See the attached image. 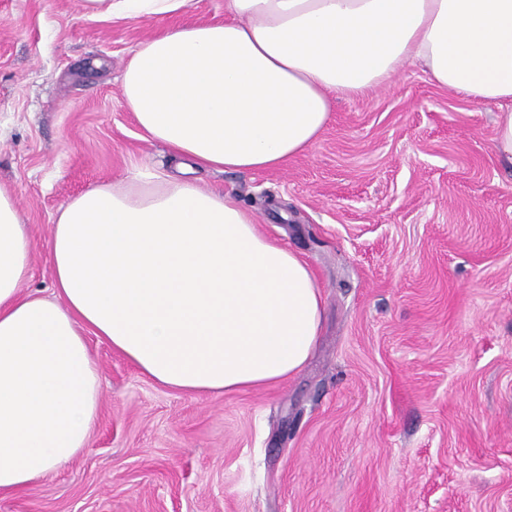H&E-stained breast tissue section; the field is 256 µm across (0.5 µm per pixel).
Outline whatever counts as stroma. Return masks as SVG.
<instances>
[{
  "mask_svg": "<svg viewBox=\"0 0 512 512\" xmlns=\"http://www.w3.org/2000/svg\"><path fill=\"white\" fill-rule=\"evenodd\" d=\"M161 25L0 0V184L33 236L24 290L52 292L65 201L140 165L174 168L121 92ZM497 112L408 67L337 100L282 167L197 171L313 269L312 358L271 387L181 394L88 336L91 441L0 495V512H512V164Z\"/></svg>",
  "mask_w": 512,
  "mask_h": 512,
  "instance_id": "1",
  "label": "stroma"
}]
</instances>
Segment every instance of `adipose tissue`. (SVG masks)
<instances>
[{"mask_svg":"<svg viewBox=\"0 0 512 512\" xmlns=\"http://www.w3.org/2000/svg\"><path fill=\"white\" fill-rule=\"evenodd\" d=\"M190 0H82L101 20L165 17ZM230 20L169 25L133 49L121 89L184 170L276 168L307 151L337 99L418 63L496 105L512 160V0H226ZM53 294L23 292L33 241L0 186V492H20L87 448L99 414L95 335L185 394L299 373L322 326L315 274L228 194L148 167L58 209Z\"/></svg>","mask_w":512,"mask_h":512,"instance_id":"1","label":"adipose tissue"}]
</instances>
